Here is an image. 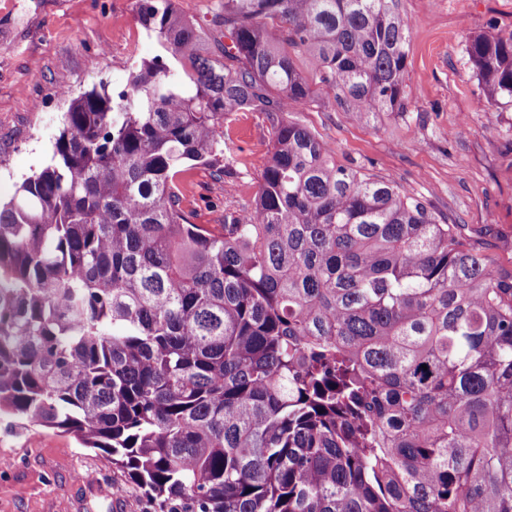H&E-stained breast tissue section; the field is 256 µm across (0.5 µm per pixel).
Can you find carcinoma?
<instances>
[{"label": "carcinoma", "instance_id": "cac0c4a2", "mask_svg": "<svg viewBox=\"0 0 512 512\" xmlns=\"http://www.w3.org/2000/svg\"><path fill=\"white\" fill-rule=\"evenodd\" d=\"M400 0H224L218 39L139 0L158 52L72 98L0 202V416L72 435L160 512H512V268L288 117L402 112ZM307 57L309 75L296 66ZM468 55L512 102V35ZM270 156L217 228L224 121ZM268 121L257 110L234 112L224 123V164L233 175L216 180L195 168L179 182L180 207L194 224L224 223V208L249 210L259 190L269 151Z\"/></svg>", "mask_w": 512, "mask_h": 512}]
</instances>
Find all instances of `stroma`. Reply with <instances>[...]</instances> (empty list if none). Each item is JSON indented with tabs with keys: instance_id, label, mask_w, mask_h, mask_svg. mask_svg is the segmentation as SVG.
<instances>
[{
	"instance_id": "1",
	"label": "stroma",
	"mask_w": 512,
	"mask_h": 512,
	"mask_svg": "<svg viewBox=\"0 0 512 512\" xmlns=\"http://www.w3.org/2000/svg\"><path fill=\"white\" fill-rule=\"evenodd\" d=\"M137 0H0V198L47 163L72 97L123 83L131 59L153 39L137 23ZM410 28L406 112L366 120L316 91L293 112L335 150L339 164L406 188L434 212L463 224L504 261L512 256V103L488 98L466 48L478 36L512 35V0H401ZM269 151L264 113L224 124L230 178L195 168L179 182L195 224L246 211ZM110 491L94 497L86 482ZM0 512H157L111 460L68 434L0 423Z\"/></svg>"
}]
</instances>
